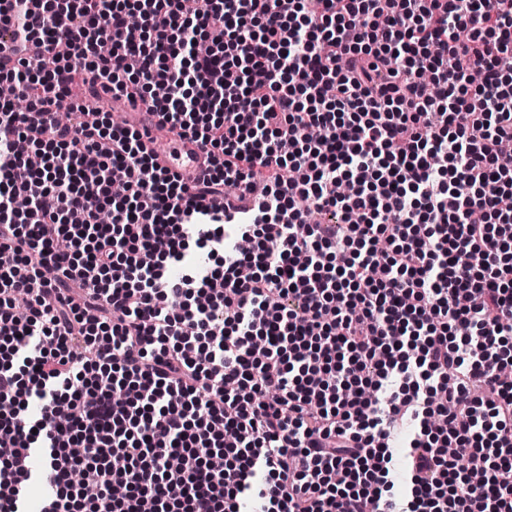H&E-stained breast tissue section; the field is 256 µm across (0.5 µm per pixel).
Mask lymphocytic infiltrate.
I'll use <instances>...</instances> for the list:
<instances>
[{
	"label": "lymphocytic infiltrate",
	"mask_w": 512,
	"mask_h": 512,
	"mask_svg": "<svg viewBox=\"0 0 512 512\" xmlns=\"http://www.w3.org/2000/svg\"><path fill=\"white\" fill-rule=\"evenodd\" d=\"M388 1L0 0V512H512V0ZM126 113L127 121L132 120L140 129H147L151 138L157 129V115L150 112L149 105L147 103L140 102L137 106L136 112H128L123 106L115 105L112 106V119L114 121L117 115L120 116L118 125H122L123 114ZM148 146L154 151L159 165L171 173L177 171L187 177H200L206 170V156L191 137L168 136L160 146L153 140Z\"/></svg>",
	"instance_id": "f902f5d3"
}]
</instances>
